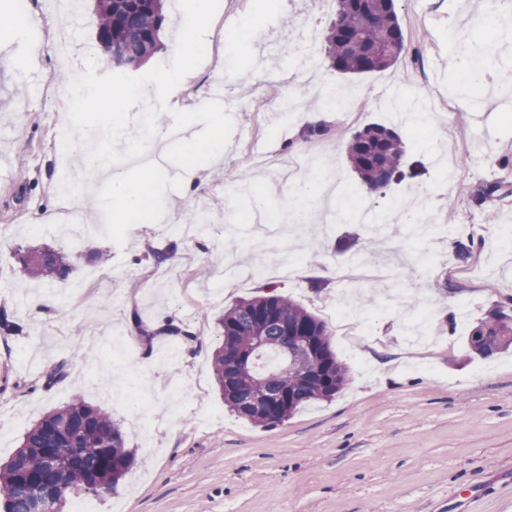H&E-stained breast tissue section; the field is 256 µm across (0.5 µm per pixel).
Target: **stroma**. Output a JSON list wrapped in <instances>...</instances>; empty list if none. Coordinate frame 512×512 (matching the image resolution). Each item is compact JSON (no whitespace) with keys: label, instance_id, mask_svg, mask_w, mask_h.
<instances>
[{"label":"stroma","instance_id":"obj_1","mask_svg":"<svg viewBox=\"0 0 512 512\" xmlns=\"http://www.w3.org/2000/svg\"><path fill=\"white\" fill-rule=\"evenodd\" d=\"M405 51L389 69L349 77L328 65L313 74L284 64L307 29L329 26L334 10L314 0H220L213 19L227 42L242 18L259 10L260 29L247 50L219 52L176 90L178 110L196 109L216 81L224 83V161L207 180L184 184L180 143L156 144L168 162L158 174L163 221L98 223L78 235L54 232L62 204L65 153L57 131L67 120L66 87L84 72L85 53L99 51L92 4L79 11L72 60L57 52L61 14L53 0H28L34 26L0 43V314L17 330L0 332V463L24 433L51 410L82 399L109 410L136 454L117 493L98 497V512H512V349L491 358L470 353L472 327L512 296V195L484 197L494 182L512 183V104L503 103L512 74V17L494 19L472 0H395ZM487 46L496 68L480 96L457 91L464 72L451 68L448 30ZM244 82L224 81L226 68ZM431 108L418 131L395 122L385 88ZM352 92L363 109L338 113L326 135L304 139L307 112L321 89ZM295 95L298 111L277 114L272 89ZM369 123L396 127L406 151L403 175L385 195L368 193L351 169L345 145ZM285 161L318 153L344 187V220L323 227L305 219L319 210L315 179L303 174L284 193L265 195L277 214L271 235L257 241L247 189L275 176L256 159L254 143ZM238 173L224 179L225 169ZM431 191L427 210L444 212L454 230L426 237L416 224L368 245L369 224H385L413 194ZM206 210L215 229L189 238L186 213ZM234 231L235 255L252 264L257 249L275 258L250 278L224 277L223 231ZM470 247L457 255L458 243ZM50 246L78 254L62 280L35 282L21 269L27 250ZM171 249L155 263L154 251ZM108 263L92 260L94 252ZM276 289L324 321L350 379L329 401L312 403L287 422L254 425L229 412L214 380L217 324L238 300ZM56 306L37 316L29 303ZM188 326L191 359L165 351L179 343L158 335L159 314ZM155 331L139 340L135 322ZM96 334L92 358L72 360L66 378L44 388L43 369ZM131 343L126 363L110 356L112 339Z\"/></svg>","mask_w":512,"mask_h":512}]
</instances>
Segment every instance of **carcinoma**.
Masks as SVG:
<instances>
[{"label":"carcinoma","mask_w":512,"mask_h":512,"mask_svg":"<svg viewBox=\"0 0 512 512\" xmlns=\"http://www.w3.org/2000/svg\"><path fill=\"white\" fill-rule=\"evenodd\" d=\"M164 0H93L97 16V42L102 50L112 43V68H137L160 50L165 23ZM321 49L329 66L345 75L382 71L397 62L404 35L394 0H336V17L321 36ZM347 159L362 184L372 193L385 189L399 173L404 143L392 128L370 123L353 134ZM79 256L51 247L21 257L23 272L37 280L64 279ZM269 317L264 347L250 377L241 375L237 354L246 351L258 316ZM512 314L499 307L475 326L467 342L483 357L512 346ZM223 342L212 357L216 383L224 404L238 417L257 426H274L291 418L306 404L328 401L349 380V369L333 351L326 324L293 300L270 291L243 299L224 310L218 319ZM311 336L319 363L304 361L285 369L282 355L287 330ZM76 351L49 364L41 375L46 388L65 375ZM287 391L291 401L258 411L243 405L248 397L263 399ZM55 452L66 462L60 504L81 492L115 493L132 469L135 458L126 448L121 429L104 408L80 400L54 409L24 435L19 449L0 464V512H31L29 480L45 475V459Z\"/></svg>","instance_id":"1"}]
</instances>
